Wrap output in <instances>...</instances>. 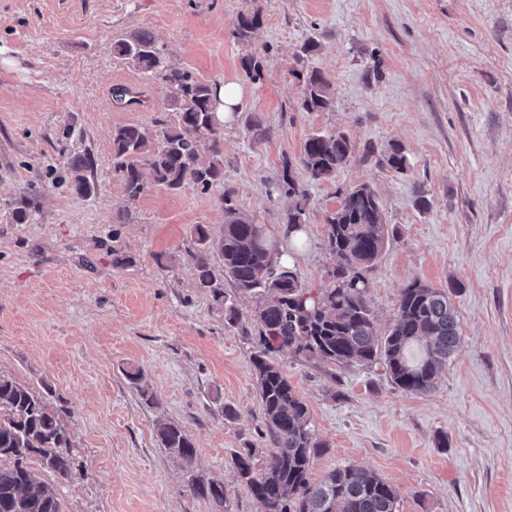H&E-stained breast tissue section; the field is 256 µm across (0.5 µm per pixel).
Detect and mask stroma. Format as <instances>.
<instances>
[{"mask_svg":"<svg viewBox=\"0 0 512 512\" xmlns=\"http://www.w3.org/2000/svg\"><path fill=\"white\" fill-rule=\"evenodd\" d=\"M253 8L263 23L238 42L237 15ZM144 28L171 65L244 86L242 111L219 128L224 181L209 190L151 185L133 201L112 167L113 131L155 127L168 105L159 82L112 53ZM313 69L331 84L322 112L301 106ZM116 85L141 88L144 106H117ZM315 133L351 142L333 178L300 165ZM394 145L405 171L386 161ZM84 154L88 196L70 190L66 165ZM287 165L308 194L297 239L283 224ZM362 184L392 234L368 273L378 334L420 280L448 289L461 342L434 389L415 394L379 365L279 353L326 444L311 478L353 465L396 489L397 512H512V0H0V372L68 412L79 468L56 487L65 512H264L232 464L272 448L253 367L257 301L225 282L239 313L227 323L197 286L193 231L220 230L233 190L316 291L337 263L326 215ZM161 419L192 436L193 467L162 447ZM190 471L223 483L224 506L190 495Z\"/></svg>","mask_w":512,"mask_h":512,"instance_id":"obj_1","label":"stroma"}]
</instances>
